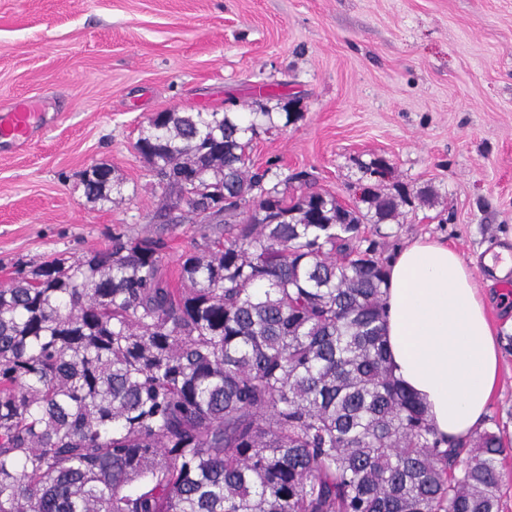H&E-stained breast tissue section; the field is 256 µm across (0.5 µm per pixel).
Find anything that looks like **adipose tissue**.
Wrapping results in <instances>:
<instances>
[{
	"label": "adipose tissue",
	"instance_id": "1",
	"mask_svg": "<svg viewBox=\"0 0 512 512\" xmlns=\"http://www.w3.org/2000/svg\"><path fill=\"white\" fill-rule=\"evenodd\" d=\"M384 333L395 376L438 434L466 438L499 383L500 353L472 272L447 243L407 244L387 267Z\"/></svg>",
	"mask_w": 512,
	"mask_h": 512
}]
</instances>
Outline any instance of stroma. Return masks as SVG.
<instances>
[{
    "mask_svg": "<svg viewBox=\"0 0 512 512\" xmlns=\"http://www.w3.org/2000/svg\"><path fill=\"white\" fill-rule=\"evenodd\" d=\"M19 99L39 119L0 145V287L119 234L162 237L179 285L224 227L166 198L136 141L162 112H269L255 166L352 208L365 185L396 196L366 228L382 258L427 237L469 265L501 351L479 427L512 441V299L484 262L512 251V0H0V109Z\"/></svg>",
    "mask_w": 512,
    "mask_h": 512,
    "instance_id": "obj_1",
    "label": "stroma"
}]
</instances>
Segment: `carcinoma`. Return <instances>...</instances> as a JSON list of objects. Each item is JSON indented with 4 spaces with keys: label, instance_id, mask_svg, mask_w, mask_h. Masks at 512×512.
<instances>
[{
    "label": "carcinoma",
    "instance_id": "1",
    "mask_svg": "<svg viewBox=\"0 0 512 512\" xmlns=\"http://www.w3.org/2000/svg\"><path fill=\"white\" fill-rule=\"evenodd\" d=\"M269 119L166 112L138 138L163 190L224 199L191 210L226 236L182 256V287L163 238L117 235L0 288V512H499L512 444L434 430L390 364L369 216L304 171L269 184Z\"/></svg>",
    "mask_w": 512,
    "mask_h": 512
}]
</instances>
